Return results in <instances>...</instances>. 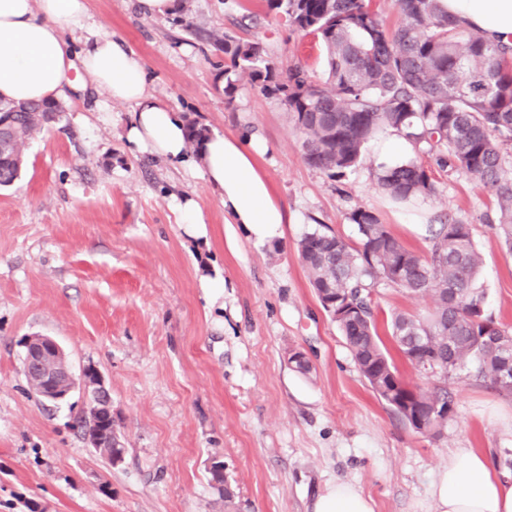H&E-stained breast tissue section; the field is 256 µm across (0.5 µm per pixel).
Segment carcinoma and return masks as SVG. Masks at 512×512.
<instances>
[{"label":"carcinoma","instance_id":"obj_1","mask_svg":"<svg viewBox=\"0 0 512 512\" xmlns=\"http://www.w3.org/2000/svg\"><path fill=\"white\" fill-rule=\"evenodd\" d=\"M298 32L315 35L325 50L317 80L302 63L278 70L258 42L225 31L195 28L187 0L171 19L224 54V95L232 103L241 77L277 97L292 115L303 159L330 178L357 167L366 146L388 131L403 134L416 156L376 166L378 185L400 203L437 195L432 167L459 171L491 190L490 220L512 253V47L494 45L464 22L448 17L440 0H395V28L369 0H267ZM64 112L58 101L0 103V186L23 166L28 140ZM359 247H350L322 224L306 232L298 253L320 304L336 300L348 312L334 319L360 374L402 421L397 397L417 405H448L433 415L427 434L438 436L453 406L445 387L470 365L471 377L512 396L500 375L512 361V327L484 307L481 255L471 225L445 213L426 227L427 254L407 248L378 216L356 208ZM428 297L420 317L395 311L387 321L400 356L414 369L439 376L432 388L395 386L400 379L377 325L372 292L378 285Z\"/></svg>","mask_w":512,"mask_h":512}]
</instances>
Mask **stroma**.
I'll return each mask as SVG.
<instances>
[{"mask_svg": "<svg viewBox=\"0 0 512 512\" xmlns=\"http://www.w3.org/2000/svg\"><path fill=\"white\" fill-rule=\"evenodd\" d=\"M87 5L100 34L144 58L152 95L197 127L266 142L257 163L289 222L275 243L256 242L225 223L200 171L131 151L130 105L91 87L64 95L62 121L27 143L19 178L0 188V512H225L216 460L234 512H311L336 480L370 496L375 512H430V484L457 448L484 451L512 474V397L463 373L448 382L453 413L441 436L413 430L367 387L309 284L300 238L323 224L358 247L348 219L356 207L427 250L414 207L377 187L376 144L333 180L304 162L276 97L244 80L226 101L223 53L169 19L142 16L135 0ZM190 9L195 24L262 43L279 67L324 70L319 44L266 0H191ZM245 15L254 25L235 26ZM434 177L428 212L470 224L485 306L512 326V255L487 222L494 196L459 172ZM185 194L200 205L206 238H190L180 222ZM218 277L223 287H210ZM374 303L382 322L432 306L384 286ZM34 334L57 340L74 371L102 375L125 447L119 465L89 447L81 390L50 404L29 385L22 341ZM293 350L307 354L310 374L293 369Z\"/></svg>", "mask_w": 512, "mask_h": 512, "instance_id": "35a3bbf8", "label": "stroma"}]
</instances>
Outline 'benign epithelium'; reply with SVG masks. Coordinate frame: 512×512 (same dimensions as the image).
Segmentation results:
<instances>
[{
    "label": "benign epithelium",
    "instance_id": "obj_1",
    "mask_svg": "<svg viewBox=\"0 0 512 512\" xmlns=\"http://www.w3.org/2000/svg\"><path fill=\"white\" fill-rule=\"evenodd\" d=\"M23 346L28 369L40 375L45 400L52 403L60 402L80 384L88 398L90 417L96 421L112 420V397L96 369L86 367L77 375L68 365L52 366V362L64 358L65 353L49 336H28L24 339Z\"/></svg>",
    "mask_w": 512,
    "mask_h": 512
}]
</instances>
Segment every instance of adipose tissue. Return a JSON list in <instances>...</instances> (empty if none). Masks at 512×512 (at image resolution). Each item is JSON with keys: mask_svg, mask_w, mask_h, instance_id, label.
<instances>
[{"mask_svg": "<svg viewBox=\"0 0 512 512\" xmlns=\"http://www.w3.org/2000/svg\"><path fill=\"white\" fill-rule=\"evenodd\" d=\"M450 17L488 41L512 45V0H441ZM86 0H0V100L41 102L80 91L91 77L108 100L132 105L124 137L131 149L171 163L201 168L224 207V221L240 224L256 240L270 241L288 221L258 168L260 143L218 131L191 151L186 120L148 91L143 59L112 38L97 34ZM86 31L81 48L71 33ZM433 512H512V477L497 474L490 457L455 449L429 492ZM312 512H375L371 497L336 481L312 504Z\"/></svg>", "mask_w": 512, "mask_h": 512, "instance_id": "ef3b65f1", "label": "adipose tissue"}]
</instances>
